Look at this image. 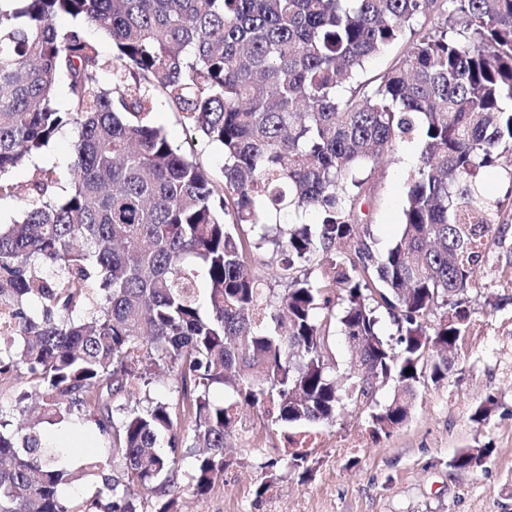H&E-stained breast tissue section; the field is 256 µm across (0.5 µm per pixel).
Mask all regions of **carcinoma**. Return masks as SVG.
Returning a JSON list of instances; mask_svg holds the SVG:
<instances>
[{"instance_id":"carcinoma-1","label":"carcinoma","mask_w":512,"mask_h":512,"mask_svg":"<svg viewBox=\"0 0 512 512\" xmlns=\"http://www.w3.org/2000/svg\"><path fill=\"white\" fill-rule=\"evenodd\" d=\"M449 2L0 0V202L22 207L0 224V378L24 375L19 401L81 417L108 448L70 470L39 421L0 407V512H173L185 459L198 495L224 475L238 405L278 426L335 423L333 323L354 360L351 403L396 383L371 414L377 433L407 421L420 381L448 376L475 267L512 221V0ZM60 15L107 34L112 58L81 28L57 27ZM401 44L377 83L361 78ZM162 99L222 148L223 182L152 124ZM67 125L78 133L68 171L13 183ZM414 133L424 146L402 233L376 254L357 235L365 174ZM490 169L508 183L502 199L483 190ZM307 211L319 223L281 221ZM243 224L256 239L236 234ZM265 243L282 255V295L249 261ZM160 371L172 392L152 397ZM217 390L227 397L214 401ZM477 455L491 449L450 466L467 472ZM306 457L290 448L266 462L255 494ZM84 477L101 487L64 493Z\"/></svg>"}]
</instances>
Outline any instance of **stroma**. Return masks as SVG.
<instances>
[{"mask_svg":"<svg viewBox=\"0 0 512 512\" xmlns=\"http://www.w3.org/2000/svg\"><path fill=\"white\" fill-rule=\"evenodd\" d=\"M152 121L222 181L220 151L204 138L187 139L173 107L158 101ZM76 137L75 128H63L36 161L12 172L13 181L26 183L39 167L66 169ZM422 148V138L412 135L398 143L393 161L368 177L361 222L375 252L386 251L401 233L407 178ZM473 279L470 329L455 367L438 383H419L402 426L375 434L368 408L352 406L334 424L287 430L264 422L257 409L241 408L226 440L222 481L204 495L183 489L181 512H512V224L497 229ZM489 398L491 412L475 420ZM41 430L50 444L65 450L70 466L107 456L102 440L80 419L45 423ZM288 433L311 435L318 443L305 468L288 472L256 496L263 463L282 456ZM485 445L492 454L484 468L450 467L457 452Z\"/></svg>","mask_w":512,"mask_h":512,"instance_id":"1","label":"stroma"}]
</instances>
